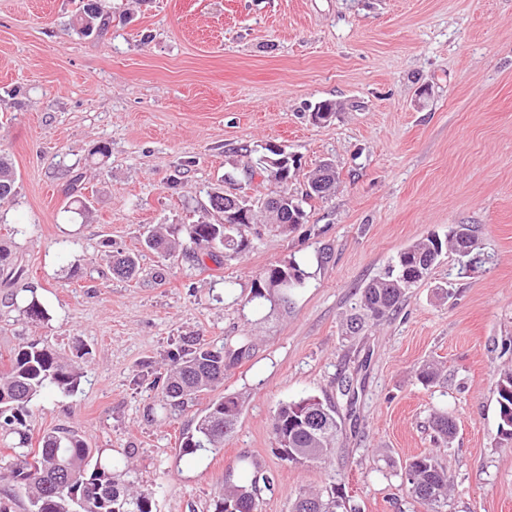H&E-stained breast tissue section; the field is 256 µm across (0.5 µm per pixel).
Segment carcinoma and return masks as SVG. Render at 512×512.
<instances>
[{
	"mask_svg": "<svg viewBox=\"0 0 512 512\" xmlns=\"http://www.w3.org/2000/svg\"><path fill=\"white\" fill-rule=\"evenodd\" d=\"M112 24L110 13L104 11L99 0H81V6L72 19V29L81 36L103 34ZM297 162L291 160L285 175L274 179L271 196L247 201V216L232 228L225 224L201 222L184 225L189 253L197 263L203 257L214 261L221 253L240 254L249 248L248 232L254 224H272L278 228L295 229L307 221V212L293 206L294 195L288 193V183L296 175ZM339 176L336 169L325 162L307 179V199L322 198L336 187ZM84 175L76 173L70 179L67 195L75 213L87 210L82 193ZM16 172L11 159L0 155V200L14 195ZM210 208L217 213L233 210L237 202L224 197V189L215 187L207 192ZM144 246L166 258L181 246L179 240L151 231ZM478 249V241L467 224L448 227V234H431L401 250L384 274L371 279L360 291L355 311L346 318L345 336L353 339L366 327H372L386 318L400 303L405 290L424 282L447 251L469 257ZM138 269L134 254L113 257L112 271L121 277H132ZM294 273L302 283L304 273L294 263L272 264L254 283V297L271 295V286L280 278ZM252 344L248 338L234 346L215 347L198 342L183 355L172 359L170 368L162 377V394L174 406L214 390L224 382V371L250 355ZM82 372L72 358L59 355L38 342L19 348L10 360V368L0 375V433L16 434L19 441L12 450L19 463L11 473L25 488L30 512H154V492L134 489L131 471H117L95 458L81 435L75 430L55 431L42 436L39 448L28 447V418L30 403L47 389L71 391L79 385ZM499 423L497 433L512 440V369L499 375L497 389ZM308 400L281 405L273 418L272 428L278 443L279 458L290 465H303L323 459L333 448L339 431L337 410L334 406L315 401V416L319 423L303 420L302 411L310 410ZM239 397L224 396L213 401L197 420L194 432L183 437V451L192 453L198 448H222L224 436L238 421ZM434 428L439 436H453L456 425L452 414L439 413L434 417ZM251 469L249 481L242 485L226 484L224 493L214 501V512H227L226 505L236 512H260L261 491L271 489L270 478L260 465L242 457ZM405 479L408 492L414 499L435 505L448 499L452 481L436 457L428 452L413 457L406 465ZM345 504L343 496H325L321 492L300 493L291 512H340Z\"/></svg>",
	"mask_w": 512,
	"mask_h": 512,
	"instance_id": "cac0c4a2",
	"label": "carcinoma"
}]
</instances>
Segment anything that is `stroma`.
Masks as SVG:
<instances>
[{
  "label": "stroma",
  "instance_id": "obj_1",
  "mask_svg": "<svg viewBox=\"0 0 512 512\" xmlns=\"http://www.w3.org/2000/svg\"><path fill=\"white\" fill-rule=\"evenodd\" d=\"M101 4L111 27L83 37L68 26L80 0H0V153L17 178L0 203V246L22 271L10 281L0 270V371L33 339L64 356L90 351L75 392L34 401L30 447L78 431L154 491L157 512H212L225 480H247L245 455L273 479L261 512H290L299 492L331 486L361 512H512L496 401L512 368V0ZM322 100L336 104L326 121L313 115ZM266 144L302 173L329 162L339 175L305 224L261 228L249 251L202 265L144 249L149 228L217 222L207 191ZM76 171L82 216L62 193ZM454 224L478 239L471 266L444 254L393 317L345 340L355 289ZM116 251L137 254V277L113 275ZM291 261L302 285L253 298L265 268ZM27 290L46 319L14 304ZM244 336L251 355L221 387L164 404L156 379L171 351ZM429 362L442 373L425 386ZM344 376L351 405L336 392ZM225 395L240 396L241 412L223 447L183 453V435ZM308 397L336 405L340 430L325 460L291 466L272 419ZM440 411L456 418L447 441L429 426ZM424 451L454 485L435 509L404 483Z\"/></svg>",
  "mask_w": 512,
  "mask_h": 512
}]
</instances>
